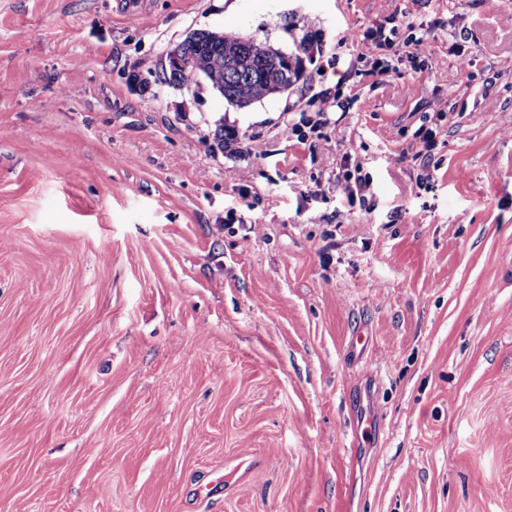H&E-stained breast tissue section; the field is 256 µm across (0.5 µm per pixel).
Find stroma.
<instances>
[{
    "label": "stroma",
    "instance_id": "stroma-1",
    "mask_svg": "<svg viewBox=\"0 0 512 512\" xmlns=\"http://www.w3.org/2000/svg\"><path fill=\"white\" fill-rule=\"evenodd\" d=\"M0 512H512V0H0ZM397 35L398 28L394 26L388 30H386L385 27L377 28L376 31L371 32L368 37L366 43L368 53L374 55L378 51L394 45ZM198 39L181 48L169 49L165 56L162 82L175 75L181 78V87L188 90L199 88L198 74L206 87L224 92V101L238 108H246L263 100L264 95L272 91L269 85H258L248 78L231 74L227 62L240 56L244 47L243 38L231 34L198 31ZM184 54H189L192 60ZM196 72H194L193 70ZM266 51H262L261 54L264 56H270L274 55L271 59V71L270 76H268V72H265L262 75L263 79H266L267 77H275L278 81V90L273 93L275 94H281L284 92H287L290 90L303 76L304 73V60L302 55L297 54L296 55L300 59L299 69L295 73L296 70V56L290 55L287 52H284L282 50L279 51L277 54L276 51L279 50V48H273L271 45L268 44V47L265 49ZM277 54V55H275ZM288 68L290 72H288Z\"/></svg>",
    "mask_w": 512,
    "mask_h": 512
}]
</instances>
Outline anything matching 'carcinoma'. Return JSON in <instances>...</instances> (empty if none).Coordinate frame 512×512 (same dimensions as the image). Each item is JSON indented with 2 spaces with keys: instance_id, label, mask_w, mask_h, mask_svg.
<instances>
[{
  "instance_id": "cac0c4a2",
  "label": "carcinoma",
  "mask_w": 512,
  "mask_h": 512,
  "mask_svg": "<svg viewBox=\"0 0 512 512\" xmlns=\"http://www.w3.org/2000/svg\"><path fill=\"white\" fill-rule=\"evenodd\" d=\"M242 51L241 37L212 31L198 32V39L184 47V53L192 60V69L206 87L224 93L228 104L246 108L263 100L272 88L228 71L227 62L239 57Z\"/></svg>"
}]
</instances>
